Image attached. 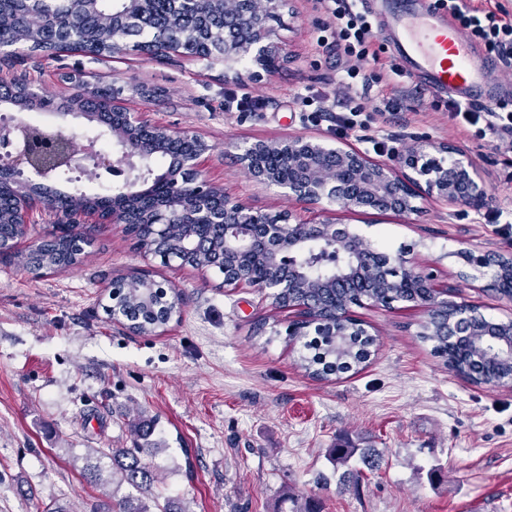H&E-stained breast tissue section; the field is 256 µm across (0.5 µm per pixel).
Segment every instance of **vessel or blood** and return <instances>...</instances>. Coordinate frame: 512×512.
I'll use <instances>...</instances> for the list:
<instances>
[{
	"label": "vessel or blood",
	"mask_w": 512,
	"mask_h": 512,
	"mask_svg": "<svg viewBox=\"0 0 512 512\" xmlns=\"http://www.w3.org/2000/svg\"><path fill=\"white\" fill-rule=\"evenodd\" d=\"M378 21L404 72L436 95L484 105L512 95V83L495 80L478 45L428 0H362Z\"/></svg>",
	"instance_id": "vessel-or-blood-1"
}]
</instances>
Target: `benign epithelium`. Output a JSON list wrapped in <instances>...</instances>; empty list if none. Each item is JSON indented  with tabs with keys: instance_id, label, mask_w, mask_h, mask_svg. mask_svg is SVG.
Here are the masks:
<instances>
[{
	"instance_id": "benign-epithelium-1",
	"label": "benign epithelium",
	"mask_w": 512,
	"mask_h": 512,
	"mask_svg": "<svg viewBox=\"0 0 512 512\" xmlns=\"http://www.w3.org/2000/svg\"><path fill=\"white\" fill-rule=\"evenodd\" d=\"M224 2V32L219 39L205 42L206 52L200 59L224 64L225 76L238 79L242 73L237 66L247 63L253 66L248 77L259 79L262 73L276 69L280 47L270 20L285 9L290 0H263L256 11H236L241 0H209ZM114 28L127 35L116 43V50L126 51L131 43L128 35H136L149 29L150 14L143 9H129L114 14ZM115 89L112 110L124 116L123 125L130 133H138L147 126L141 113L126 108ZM154 134L170 138L173 135L196 144L195 152L180 155L175 166L169 168L163 180H173V192L194 199L199 215L207 224L224 228V255L209 266L198 270L207 272L224 266V285L238 287L248 285L264 292L271 301L283 291L293 292L303 287L300 267L304 265L306 252L315 244H327L336 249V255L347 261L336 271L325 287L335 288L343 294L360 287L363 277L361 266L374 263L383 265L380 276L381 288H405L409 302L423 308L425 320L441 327L448 336H467L473 344L490 338L512 335V321L487 319L468 304L448 298V290L433 286L432 275L426 273L406 257L402 251L395 255L378 257L376 251L361 248L362 237L346 224L337 222L336 208L355 213L367 211L392 212L402 217L421 213L417 199L427 197L442 201L462 210L479 212L489 202V191L478 167L469 154L443 141L413 137L390 159L376 161L341 141L314 138L304 134L257 141L240 146L238 159L251 171L252 178L260 184L274 186L280 193L293 199L296 208L255 209L238 197L202 177L198 160L209 151L207 142L195 133H175L161 125L152 126ZM14 138L3 143L12 151L0 157L16 169L26 173V182L19 190L14 203V223H30L31 213L41 197L33 192L40 187L36 179H47L57 168H71L85 161L104 162L94 144L80 153L69 152L61 143V137L34 134L25 123L15 125ZM123 159L113 158L111 164L126 168L128 177L135 176L137 167L135 145L126 137L117 140ZM275 157L288 166V177L259 162L261 157ZM143 223L153 225L154 237L165 235L172 223L170 212L149 209ZM246 253L263 254L276 266L288 268V278L270 276L263 281H253L239 266V258ZM456 256L465 268L458 272L462 279L476 278L491 271L487 287L498 295L512 300V253L488 250L479 255L468 249Z\"/></svg>"
}]
</instances>
